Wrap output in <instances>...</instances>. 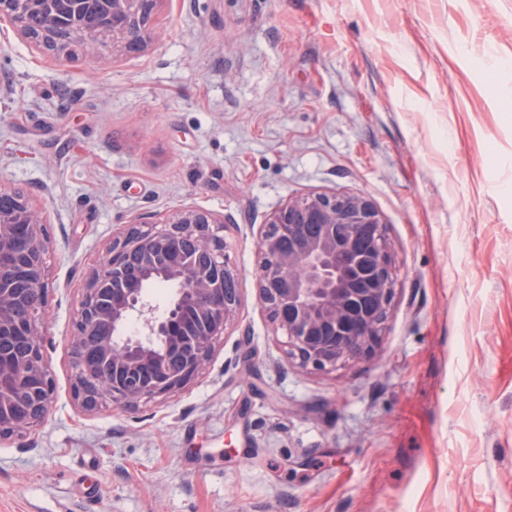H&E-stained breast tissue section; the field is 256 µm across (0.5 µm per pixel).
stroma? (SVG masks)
<instances>
[{"mask_svg": "<svg viewBox=\"0 0 512 512\" xmlns=\"http://www.w3.org/2000/svg\"><path fill=\"white\" fill-rule=\"evenodd\" d=\"M0 186L46 220L51 408L0 512H512V0H160L141 52L59 63L0 21ZM368 198L395 255L374 352L289 362L272 211ZM224 218L239 305L184 390L88 413L69 337L136 216Z\"/></svg>", "mask_w": 512, "mask_h": 512, "instance_id": "stroma-1", "label": "stroma"}]
</instances>
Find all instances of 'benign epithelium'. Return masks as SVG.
I'll return each mask as SVG.
<instances>
[{
    "mask_svg": "<svg viewBox=\"0 0 512 512\" xmlns=\"http://www.w3.org/2000/svg\"><path fill=\"white\" fill-rule=\"evenodd\" d=\"M160 0H0V19L36 51L57 61L74 50L96 55L144 49ZM224 217L179 208L148 228L136 218L112 239L89 273L70 337L74 396L87 411L110 402L132 408L168 397L209 363L239 299L226 285L237 273L224 256ZM258 299L286 337L288 359L330 370L372 353L395 293V258L385 224L363 196L312 192L268 217L260 238ZM43 220L30 198L0 186V337L24 336V356L0 355V439L36 426L49 410L53 379L41 336L46 319ZM177 285L162 312L145 300L149 276ZM25 289L26 317L12 307ZM139 330H124L131 315Z\"/></svg>",
    "mask_w": 512,
    "mask_h": 512,
    "instance_id": "obj_1",
    "label": "benign epithelium"
}]
</instances>
